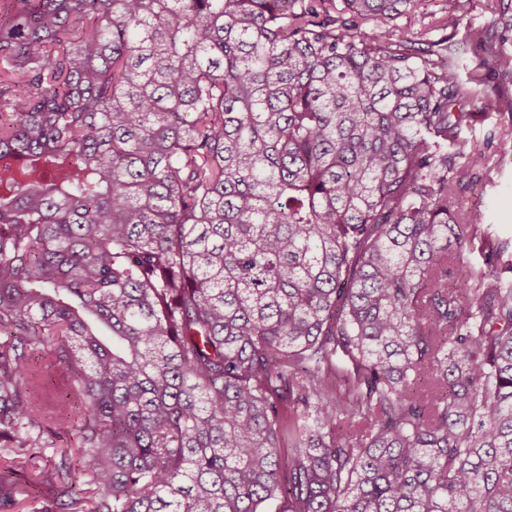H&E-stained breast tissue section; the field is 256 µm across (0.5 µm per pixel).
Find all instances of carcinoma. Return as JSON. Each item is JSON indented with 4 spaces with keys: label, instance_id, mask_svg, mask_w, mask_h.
<instances>
[{
    "label": "carcinoma",
    "instance_id": "cac0c4a2",
    "mask_svg": "<svg viewBox=\"0 0 512 512\" xmlns=\"http://www.w3.org/2000/svg\"><path fill=\"white\" fill-rule=\"evenodd\" d=\"M413 2L0 0V491L72 431L53 512H512V261L455 194L512 0L464 75ZM438 1L440 0H416L411 12L397 19L396 22L409 31V36H413L414 33L420 35L431 29L436 18L439 17V14L434 15L439 8Z\"/></svg>",
    "mask_w": 512,
    "mask_h": 512
}]
</instances>
